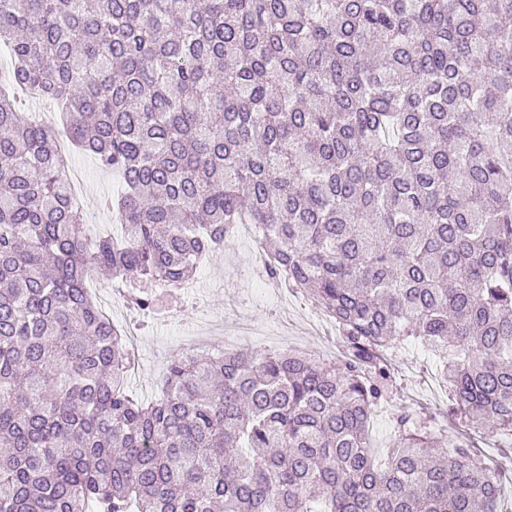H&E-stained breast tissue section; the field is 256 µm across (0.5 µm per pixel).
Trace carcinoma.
Segmentation results:
<instances>
[{
	"label": "carcinoma",
	"instance_id": "carcinoma-1",
	"mask_svg": "<svg viewBox=\"0 0 512 512\" xmlns=\"http://www.w3.org/2000/svg\"><path fill=\"white\" fill-rule=\"evenodd\" d=\"M0 42L122 183L88 237L59 133L0 91V512H498L431 414L383 472L369 429L413 340L463 426L512 431V0H0ZM233 224L344 359L189 351L130 395L88 274L155 312Z\"/></svg>",
	"mask_w": 512,
	"mask_h": 512
}]
</instances>
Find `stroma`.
Returning a JSON list of instances; mask_svg holds the SVG:
<instances>
[{
  "instance_id": "stroma-1",
  "label": "stroma",
  "mask_w": 512,
  "mask_h": 512,
  "mask_svg": "<svg viewBox=\"0 0 512 512\" xmlns=\"http://www.w3.org/2000/svg\"><path fill=\"white\" fill-rule=\"evenodd\" d=\"M70 160L80 169L85 184L87 220L111 224L112 212L104 201L116 193V179L91 155L74 151ZM267 279L256 242L240 235L223 251L200 260L191 287L166 289L164 306L155 316L144 318L139 327L105 278L90 274L86 286L98 304L110 311L113 323L135 337L137 361L127 375L128 387L139 398L156 400L163 393L162 375L170 357L192 349L208 351L220 344L228 352L248 348L265 354L292 349L329 361L339 359V338L333 336L330 324L314 326L315 307L305 294L290 290L282 301H257L256 286ZM395 368L397 392L392 401L377 408L370 423L380 464L387 460L393 416L414 415L426 408L437 422L447 424L451 405L438 375L439 363L420 343L404 342L396 353ZM463 439L488 462L512 449L511 434L467 435L462 426H449V444Z\"/></svg>"
}]
</instances>
